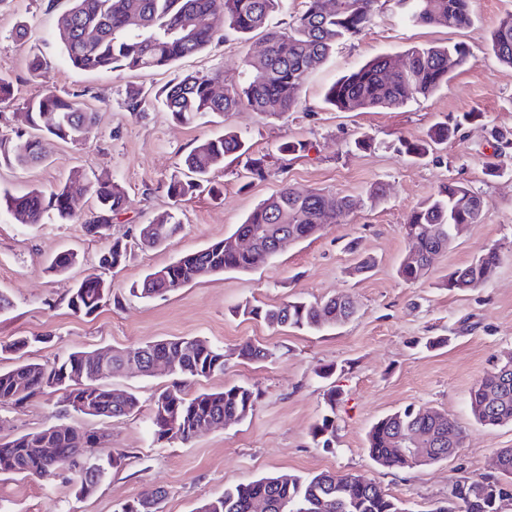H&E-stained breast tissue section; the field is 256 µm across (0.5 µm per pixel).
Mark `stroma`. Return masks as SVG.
Returning a JSON list of instances; mask_svg holds the SVG:
<instances>
[{"label":"stroma","mask_w":512,"mask_h":512,"mask_svg":"<svg viewBox=\"0 0 512 512\" xmlns=\"http://www.w3.org/2000/svg\"><path fill=\"white\" fill-rule=\"evenodd\" d=\"M69 5L70 0H0V75L14 85L11 100L0 102V141H15L24 127V101L45 89L81 93L82 104L97 120L80 145L46 139L44 161L22 165L0 155V190L48 191L78 168L90 178L111 175L131 205L101 238L84 232V222L96 210L86 193L78 196L76 217L66 224L52 218L20 224L0 214V293L13 302L0 314V344L30 337L22 361L50 364L75 350L200 337L223 347L228 362L223 373L201 380L184 382L168 370L113 378L114 388L136 395L137 410L104 422L85 416L71 422L86 432L108 430V441L92 455L120 460V467L109 469L87 497L62 475L0 474V512H114L119 503L156 487L166 492L161 512H195L202 502L242 482L322 471L362 476L402 501L408 512H433L447 501L455 478L491 473L497 450L512 448V425L480 426L468 401L494 355L512 349V148L498 156L492 147L493 133L512 134V69L500 65L490 47L500 18L512 12V0H476L474 23L461 30L402 23L386 0L374 24L338 44L310 76L291 112L266 119L244 106L225 117V127L245 137L253 156L270 155L265 180L248 182L242 163L228 159L216 176L219 195L203 192L178 205L166 185L186 155L216 128L202 120L175 122L153 106L133 114L126 107L128 93L140 88L153 95L188 74L218 72L226 85L242 84L244 58L261 50L260 34L241 43L212 44L166 71H86L61 53L56 19ZM21 24L27 27L22 38L16 35ZM448 42L465 45L471 60L432 95L374 111L342 112L324 101L339 77L378 55ZM36 54L51 63L38 82L28 75ZM464 112L475 113V120L439 146L436 157L417 160L405 154L403 141L424 137L435 122ZM363 135L373 139L372 148L356 149L354 140ZM293 140L310 142V150L277 158V146ZM451 181L487 199L481 220L440 252L424 277L403 282L397 275L406 250L403 226L422 200ZM376 182L387 188L380 204L358 207L343 223L287 245L252 272L198 279L150 300L129 293L150 269L232 233L283 186L361 197ZM170 210L181 220L178 235L159 248L134 249L125 264L107 273L114 303L89 316L74 313L67 305L71 288L96 272L98 257L112 239ZM353 239L360 253L377 260L368 276L350 273L355 255L346 245ZM491 248L501 262L485 287L465 292L446 287L449 272ZM66 249L79 254V263L66 273H51L50 260ZM336 295L348 296L356 314L342 326L318 332L272 326L238 311L247 303L270 307ZM427 336L446 342L428 349L421 344ZM247 340L267 345L274 358L262 363L237 359L235 349ZM328 365L334 369L332 379L319 378L320 368ZM178 382L189 395L244 385L257 392L258 400L242 422L187 443L156 440L153 398ZM332 384L343 389L344 397L336 408V445L323 449L314 444L311 429L324 413L323 393ZM58 400V393L48 390L19 406L0 405V438L51 424ZM409 406L448 414L462 426L465 439L456 456L414 469L384 468L368 457L371 426Z\"/></svg>","instance_id":"stroma-1"}]
</instances>
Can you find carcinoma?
<instances>
[{
  "mask_svg": "<svg viewBox=\"0 0 512 512\" xmlns=\"http://www.w3.org/2000/svg\"><path fill=\"white\" fill-rule=\"evenodd\" d=\"M72 6L57 20L63 37L64 54L75 67L84 70H120L149 73L171 67L178 60L195 54L212 43L243 40L256 31L263 33V52L246 58L250 77L240 86L218 93L219 75H186L164 86L159 94L164 110L181 123L205 119L222 124L224 117L242 106L262 117L290 112L298 94L313 71L322 64L336 44L360 36L376 19L381 0H301V8L288 15L279 28L267 27L269 16L283 0H71ZM401 18L413 25L441 26L460 30L472 25L473 0H393ZM224 14V31L217 30L212 16ZM491 50L498 61L512 68V13L503 16L492 33ZM470 53L459 44L410 49L404 57L380 55L341 76L325 94V102L344 112L397 108L418 96H428L448 85L453 69L467 64ZM30 132L18 137L11 153L21 164L43 159L42 139L48 135L66 143L80 142L94 125L96 114L84 109L76 96H62L51 90L24 104ZM474 117L467 112L459 118L435 123L426 138L405 143V152L422 159L433 147L454 138L464 122ZM244 137L234 131L206 138L186 156L185 172L170 179L167 194L174 201H187L205 190L216 193L215 174L224 169L229 156L246 157L253 180H264L270 169L262 157L248 156ZM83 179L79 169L69 182L45 192L33 189L22 194H0V211L13 215L23 224H41L51 215L60 222L74 217L72 185ZM98 204L97 215L83 224L87 235L103 236L112 223L126 213L129 199L109 176L88 182ZM326 196L311 190L298 192L282 187L260 203L236 230L224 239L173 262L150 270L129 288L139 298L151 299L173 292L204 277L232 272L249 273L276 256V240L284 233L296 241L306 240L329 224H340L361 204L350 196L326 210ZM487 200L459 182H448L425 198L404 225L406 251L397 274L412 283L430 268L437 252L457 240L467 225L480 221ZM433 224L435 238L411 234L413 227ZM181 229L172 212L158 215L150 224L135 229V238L145 248L167 244ZM259 235L255 248H236L241 235ZM128 255L127 243L117 238L100 256L102 269L122 265ZM79 262L71 250L58 253L50 269L60 274ZM500 264V255L488 250L464 267L446 276V285L460 291L483 287ZM112 296L111 283L98 274L86 276L70 293L68 305L76 314L91 315ZM244 315L260 318L272 326L298 330H320L345 323L355 313L344 295L316 302L287 301L263 308L249 303ZM234 354L250 362L273 358V351L257 342L239 345ZM169 356L179 358L175 372L185 379L209 378L224 372V348L199 338L150 341L133 348L112 351L107 363L92 352L73 351L51 365L21 363L0 370V404L21 405L47 389L62 392L59 417L40 431L20 434L0 441V474L46 478L68 473L77 493L92 494L108 468L93 458L88 449L98 444L96 435L81 431L68 422L71 415L102 420L127 415L135 410L137 398L108 382L127 370L137 359L143 375L152 374L150 363ZM512 367V350L494 357L492 367L469 393L475 421L487 427L512 425V385L504 389L502 368ZM26 380L27 390L17 394L14 383ZM341 392L330 387L324 393L328 414L311 430L316 445L330 449L336 443V404ZM258 394L242 385H229L221 391H204L190 398L174 385L159 393L153 402L152 424L159 440L186 442L222 421L244 420L252 414ZM427 435L430 455L448 453V447H461L463 431L448 416L431 410L408 407L375 422L367 434L366 451L377 464L407 468L399 457L395 439ZM38 448L58 449L56 463L48 464ZM499 469L495 474L459 476L449 490L457 510L440 506L432 512H512V448L497 452ZM165 496L151 489L121 504L117 512H159ZM266 512H406L403 503L388 495L374 482L359 485L356 475L319 472L312 475L276 474L242 483L224 494L203 502L196 512H255L256 504Z\"/></svg>",
  "mask_w": 512,
  "mask_h": 512,
  "instance_id": "carcinoma-1",
  "label": "carcinoma"
}]
</instances>
